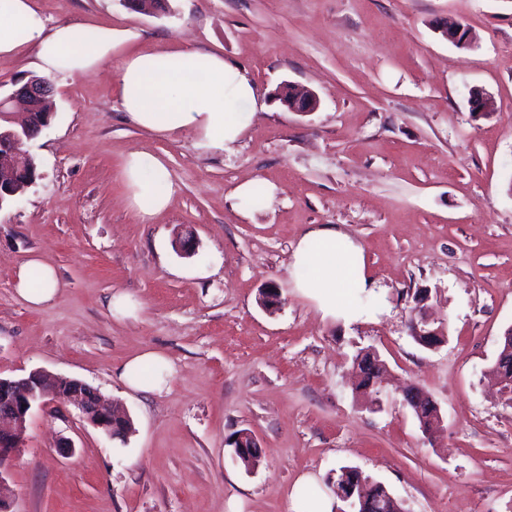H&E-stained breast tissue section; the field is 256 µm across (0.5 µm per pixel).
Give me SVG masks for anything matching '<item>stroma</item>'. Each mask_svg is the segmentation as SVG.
I'll return each mask as SVG.
<instances>
[{
  "label": "stroma",
  "mask_w": 512,
  "mask_h": 512,
  "mask_svg": "<svg viewBox=\"0 0 512 512\" xmlns=\"http://www.w3.org/2000/svg\"><path fill=\"white\" fill-rule=\"evenodd\" d=\"M35 6L49 27H110L112 61L51 77V122L21 145L38 170L0 206V376L82 381L132 431L111 438L76 410L34 407L7 477L13 512H294L303 477L325 487L345 466L405 512H512V399L487 376L512 327V0H169L160 15L126 0ZM451 18L471 29V48L441 35ZM186 49L223 55L257 86L250 125L225 149L120 109L114 61ZM288 82L317 110L289 111L278 98ZM474 86L491 111L473 112ZM133 151L170 174V203L148 222L121 177ZM245 182L271 202L239 199ZM318 224L363 246L389 314L334 323L295 291L292 252ZM186 233L191 255L175 248ZM33 255L63 285L42 308L13 287ZM274 287L270 312L260 298ZM423 289L447 330L435 349L407 332ZM119 291L140 302L136 316H112ZM363 347L387 365L374 407L352 387ZM148 348L174 369L158 395L118 378ZM409 384L441 411L435 437L403 403ZM240 430L261 447L251 471L228 444Z\"/></svg>",
  "instance_id": "stroma-1"
}]
</instances>
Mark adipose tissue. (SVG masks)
Returning a JSON list of instances; mask_svg holds the SVG:
<instances>
[{"mask_svg": "<svg viewBox=\"0 0 512 512\" xmlns=\"http://www.w3.org/2000/svg\"><path fill=\"white\" fill-rule=\"evenodd\" d=\"M76 25L48 27L35 16L31 0H0V56L28 45L36 66L51 74L71 77L97 72L112 56V31L98 28L92 41L78 38ZM124 112L138 126L166 134L192 131L211 146L236 142L256 111L257 91L251 78L217 54L198 51H159L128 57L116 67ZM130 188L129 205L144 221L167 208L169 173L157 157L131 152L124 167ZM292 286L312 301L323 318L344 324L366 322L381 313V292L365 271L361 246L333 226L309 230L293 251ZM16 292L31 306L52 303L62 284L56 270L34 257L13 277ZM171 366L161 352L148 350L128 361L121 373L131 391L163 392Z\"/></svg>", "mask_w": 512, "mask_h": 512, "instance_id": "obj_1", "label": "adipose tissue"}]
</instances>
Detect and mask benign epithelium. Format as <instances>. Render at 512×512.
Segmentation results:
<instances>
[{
  "label": "benign epithelium",
  "instance_id": "benign-epithelium-1",
  "mask_svg": "<svg viewBox=\"0 0 512 512\" xmlns=\"http://www.w3.org/2000/svg\"><path fill=\"white\" fill-rule=\"evenodd\" d=\"M442 36L458 48H468L472 44L470 29L463 23L455 21L451 27L442 29ZM52 86L44 78L31 77L22 84H14V89L0 94V119L8 118L16 108L21 107L28 116H33L32 108L44 100L52 99ZM282 101L293 112L309 113L317 109L318 101L314 94L301 92L288 87L282 93ZM50 119L34 124L32 121L21 124L20 128L8 130L0 135V204L13 199L34 183L35 175L30 162H18L16 145L22 138L32 139ZM430 293L422 290L415 296L417 308L413 312L409 334L427 348H435V339L446 338L445 327L436 324L427 314L426 303ZM72 390L59 403L74 407L83 420L100 429L104 434L113 436L122 417L105 406L99 394L90 386L78 380L71 381ZM51 394L47 388L45 374L33 371L28 376L13 379L0 377V484L9 473L15 453L21 446L26 429L27 418L36 405H44V398ZM428 398L423 392L411 387L404 393L403 402L410 407L419 422L422 431L429 435L442 426L443 417L439 408L423 409L422 403ZM360 470L346 468L343 470V488L336 489L339 497L348 502L353 512H359L358 504L368 498L370 483L358 478Z\"/></svg>",
  "mask_w": 512,
  "mask_h": 512
}]
</instances>
